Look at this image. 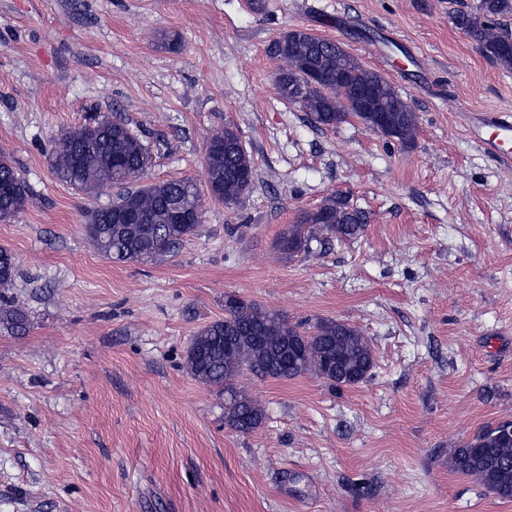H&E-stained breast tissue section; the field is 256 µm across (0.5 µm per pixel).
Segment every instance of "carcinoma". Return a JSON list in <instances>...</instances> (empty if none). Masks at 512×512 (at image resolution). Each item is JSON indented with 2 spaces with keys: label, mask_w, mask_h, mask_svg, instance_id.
<instances>
[{
  "label": "carcinoma",
  "mask_w": 512,
  "mask_h": 512,
  "mask_svg": "<svg viewBox=\"0 0 512 512\" xmlns=\"http://www.w3.org/2000/svg\"><path fill=\"white\" fill-rule=\"evenodd\" d=\"M512 13V0H480L477 13L454 16L457 28L496 62L512 66V37L498 18ZM283 62L274 82L280 97L300 105L314 126L334 128L356 116L367 128L403 144L414 140L416 115L379 72L366 68L338 43L293 30L269 49ZM54 173L77 189L92 194L101 187H122L108 207L91 212L87 233L106 258L118 261H158L194 234L203 218V201L193 180L137 184L151 164L141 137L122 120L95 117L63 133L51 152ZM206 179L211 197L235 204L250 188L253 160L230 126L206 141ZM27 202V188L12 164L0 157V222H8ZM130 214L126 223L122 215ZM302 224L322 232L341 231L350 239L365 229L363 211L340 196L327 198ZM16 264L0 247V288L12 285ZM26 312L0 296V330L23 334ZM375 367L370 341L348 323L326 320L312 334L283 316L230 295L224 319L193 336L186 358L188 372L224 396V423L251 433L264 419L263 409L237 387L244 374L260 378H294L312 373L341 388L368 378ZM451 466L477 480L487 491L512 500V422L478 432L454 450Z\"/></svg>",
  "instance_id": "carcinoma-1"
}]
</instances>
